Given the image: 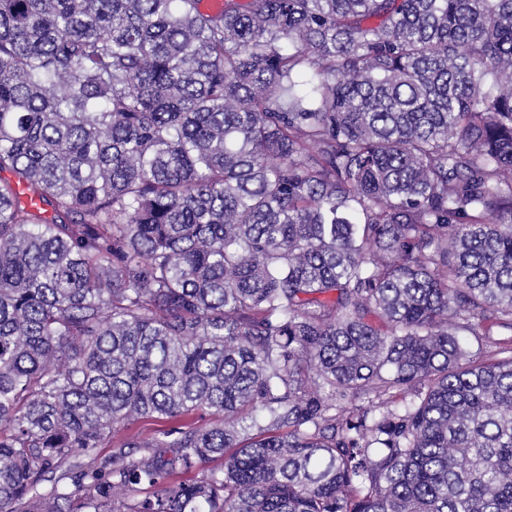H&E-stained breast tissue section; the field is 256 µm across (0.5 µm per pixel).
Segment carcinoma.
Here are the masks:
<instances>
[{
	"instance_id": "obj_1",
	"label": "carcinoma",
	"mask_w": 512,
	"mask_h": 512,
	"mask_svg": "<svg viewBox=\"0 0 512 512\" xmlns=\"http://www.w3.org/2000/svg\"><path fill=\"white\" fill-rule=\"evenodd\" d=\"M3 172L0 512H512V0H0ZM158 427V424L152 419H141L130 430H120L115 433L111 442L105 445V447L98 449V454L101 457L111 456L112 448H118L122 443L131 438H150Z\"/></svg>"
}]
</instances>
